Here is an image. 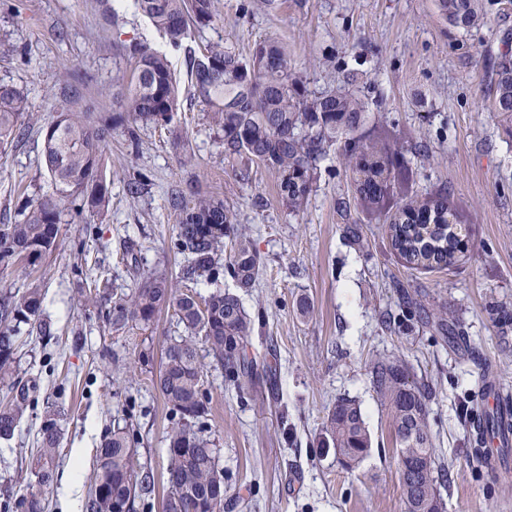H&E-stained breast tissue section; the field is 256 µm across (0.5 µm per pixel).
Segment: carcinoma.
Returning a JSON list of instances; mask_svg holds the SVG:
<instances>
[{"label":"carcinoma","instance_id":"cac0c4a2","mask_svg":"<svg viewBox=\"0 0 512 512\" xmlns=\"http://www.w3.org/2000/svg\"><path fill=\"white\" fill-rule=\"evenodd\" d=\"M135 10L174 48L192 31H201L219 18L215 0H133ZM440 17L450 26L470 30L487 18L484 0H435ZM134 61L126 91L117 102L114 127L122 128L128 145L136 149L143 125H169L177 112L178 82L167 55L141 43L123 47ZM193 96L205 103L212 119L224 131V155L247 158L279 175L282 202L292 213L303 211L318 178L319 163L329 149L344 143V164L360 198L378 205L388 186L400 175L395 168L401 141L383 131L362 132L369 102L348 85L320 92L307 89L288 64V53L275 39L255 45L242 59L229 46L208 43L196 52L187 49ZM493 110L512 121V48H504L493 73ZM30 116L25 94L13 84L0 83V145L12 142ZM111 127L94 124L88 109L74 100L42 126L43 165L52 192L36 199L22 198L13 224L0 225V265L24 262L36 267L58 244L63 217L77 224L105 213L110 205V183L104 172V151ZM171 207L180 221L174 240L187 256V273L218 281L225 242L231 243L228 270L238 288H250L260 261L245 233L234 222L224 201L198 196L191 201L174 194ZM391 246L411 269L443 271L458 262L460 235L466 230L450 193L439 190L414 196L385 217ZM43 296L38 287L0 295V382L11 386L18 377L15 350L21 326L27 332L51 335L42 318ZM171 307L186 335L174 338L164 351L156 379L159 395L179 416L169 435L163 512H224V471L219 449L206 435L209 397L204 388L198 345L242 394L259 377L248 350L254 323L236 294L217 290L204 301L173 287L165 276L148 275L134 287L112 293L103 311L106 322L119 331L147 327L157 314ZM369 382L387 411L398 449L404 512H437L441 503L437 459L429 431L425 385L410 379L405 364L378 357L369 365ZM28 408L25 393L0 404V439H10ZM62 412L45 407L37 462L31 471L35 492L23 497L20 512H46L44 493L54 481L53 462L60 444ZM487 429L500 437V454L512 451V438L498 416H486ZM325 443L333 446L340 464L358 467L371 448V436L360 407L348 398L336 400L325 426ZM130 429L114 426L97 449L93 483L85 512H137V504L154 493V482L138 469Z\"/></svg>","mask_w":512,"mask_h":512}]
</instances>
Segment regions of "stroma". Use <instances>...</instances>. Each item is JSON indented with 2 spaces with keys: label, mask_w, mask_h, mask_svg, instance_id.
Instances as JSON below:
<instances>
[{
  "label": "stroma",
  "mask_w": 512,
  "mask_h": 512,
  "mask_svg": "<svg viewBox=\"0 0 512 512\" xmlns=\"http://www.w3.org/2000/svg\"><path fill=\"white\" fill-rule=\"evenodd\" d=\"M119 17L106 24L98 0H0V80L21 88L33 113L19 140L0 157V225L14 221L17 191L52 187L42 163L39 126L64 107L63 80L103 119L130 77L120 45L146 43L168 53L179 82L171 126H142L137 152L119 131L106 149L112 200L88 224L60 227L56 250L34 275L0 266V292L38 285L53 335L22 338L17 357L35 386L11 440L0 439V512H17L34 488L46 403L66 414L48 512H83L94 480L96 449L115 424L133 429L137 463L153 475L147 512H162L167 495V435L176 417L152 385L170 339L183 335L171 309L149 330L112 332L87 289L131 287L166 273L186 289L176 253L179 214L172 191L223 200L252 239L260 260L253 287L237 288L228 272L217 284L237 292L255 322L252 353L263 382L239 395L221 367L203 358L210 439L220 450L230 512H403L397 444L368 378L371 359H402L429 392L428 427L445 465V512H512V465L494 472L469 454L470 420L462 401L481 405L480 381L495 373L512 396V322L489 308L512 311V138L492 110L491 72L512 42V0H486L487 24L464 32L448 25L434 0H218L220 18L193 33L200 42L231 45L249 57L255 44L277 39L309 90L343 84L358 72L368 122L406 132L400 161L406 178L392 182L381 210L366 207L345 176L342 145L322 162L307 208L291 214L278 194L277 173L224 158L222 131L190 93L186 55L170 50L132 0H110ZM183 145H176L175 136ZM142 173L149 185L130 199L124 184ZM447 189L469 228L466 252L452 270L407 269L393 250L385 209L409 197ZM361 241L353 243L351 231ZM448 309V331L433 324ZM355 400L371 435L368 456L343 469L320 446L329 411Z\"/></svg>",
  "instance_id": "35a3bbf8"
}]
</instances>
